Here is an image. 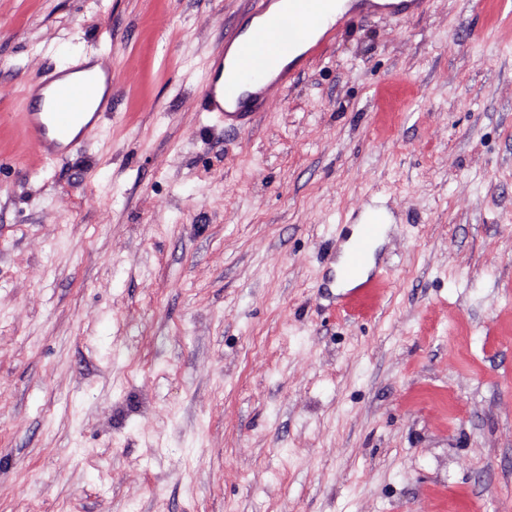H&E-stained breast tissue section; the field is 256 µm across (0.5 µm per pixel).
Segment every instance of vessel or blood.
<instances>
[{
	"mask_svg": "<svg viewBox=\"0 0 512 512\" xmlns=\"http://www.w3.org/2000/svg\"><path fill=\"white\" fill-rule=\"evenodd\" d=\"M247 16L261 17L248 37H225V47L234 51L232 60L214 58L201 94L205 110L222 120L225 126L244 129L251 125L256 112L264 104L272 83L270 75H277L279 84H287L289 74L279 64L298 47H305L309 58L327 55L338 26L353 19L355 10H342L339 0H288L286 9L272 13L268 0H250ZM106 64H86L67 67L69 82L57 84L53 79L37 77L31 80L33 98H46L45 111H26L21 117L24 140L34 145L47 159L79 148L83 134L76 128L91 105L100 111L112 109L111 101H99L101 73ZM389 219L380 207L373 206L362 215L356 235L348 240L344 277L360 290L368 285L361 272L373 242L385 230Z\"/></svg>",
	"mask_w": 512,
	"mask_h": 512,
	"instance_id": "b4317fda",
	"label": "vessel or blood"
}]
</instances>
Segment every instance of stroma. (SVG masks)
Listing matches in <instances>:
<instances>
[{"label":"stroma","instance_id":"1","mask_svg":"<svg viewBox=\"0 0 512 512\" xmlns=\"http://www.w3.org/2000/svg\"><path fill=\"white\" fill-rule=\"evenodd\" d=\"M248 6L0 0V512H512V16L362 12L228 131ZM93 54L115 109L42 160L24 83ZM389 223L388 214L378 206H371L362 215V221L358 224V229H354L352 236L347 241V257L344 265V277L353 285L352 290H362L368 285V279L361 277L367 256L377 239L385 230Z\"/></svg>","mask_w":512,"mask_h":512}]
</instances>
